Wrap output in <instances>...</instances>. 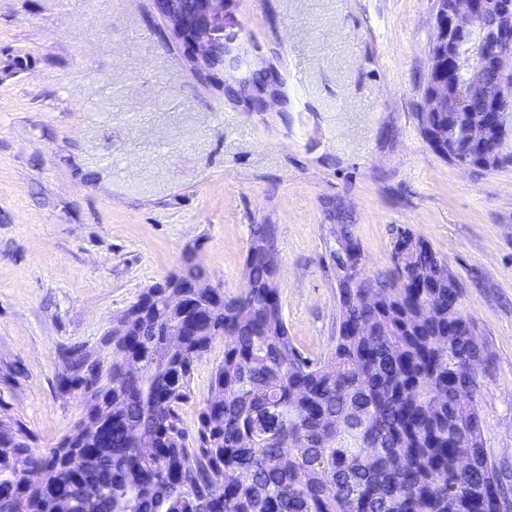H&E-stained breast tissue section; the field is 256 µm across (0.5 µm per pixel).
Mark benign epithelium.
Segmentation results:
<instances>
[{
	"instance_id": "obj_1",
	"label": "benign epithelium",
	"mask_w": 512,
	"mask_h": 512,
	"mask_svg": "<svg viewBox=\"0 0 512 512\" xmlns=\"http://www.w3.org/2000/svg\"><path fill=\"white\" fill-rule=\"evenodd\" d=\"M434 38L430 46V79L421 92L422 115L429 122L434 143H448V128L431 123L440 112H448V123L464 114L478 112L471 121L466 145L449 151L450 160L465 167L473 159L490 164L494 154L484 151L495 123L512 109V0H433ZM169 31L180 40L191 69L212 78L221 67L230 72L242 62L233 39L219 35L224 0H194L179 6V0H154ZM262 81L241 87V93L265 110L266 85L275 82L272 72L260 73ZM183 284L167 283L165 296L171 313L185 318L187 306Z\"/></svg>"
}]
</instances>
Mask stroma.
<instances>
[{"label":"stroma","instance_id":"stroma-1","mask_svg":"<svg viewBox=\"0 0 512 512\" xmlns=\"http://www.w3.org/2000/svg\"><path fill=\"white\" fill-rule=\"evenodd\" d=\"M432 13L433 0H224L237 81L280 77L259 112L195 78L150 0H0V423L50 456L86 414L62 382L68 351L110 367L113 320L185 264L236 294L254 224L276 227L289 336L327 356L328 225L353 224L368 275L407 228L447 261L492 347L481 427L512 489V165L462 167L426 142ZM223 359L218 338L194 368L189 430Z\"/></svg>","mask_w":512,"mask_h":512}]
</instances>
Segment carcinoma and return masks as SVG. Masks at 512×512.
Masks as SVG:
<instances>
[{
  "instance_id": "obj_1",
  "label": "carcinoma",
  "mask_w": 512,
  "mask_h": 512,
  "mask_svg": "<svg viewBox=\"0 0 512 512\" xmlns=\"http://www.w3.org/2000/svg\"><path fill=\"white\" fill-rule=\"evenodd\" d=\"M496 167L512 164V115L493 136ZM271 225L253 224L247 253ZM401 270L378 274L380 299L338 289V329L328 357L304 356L288 336L279 285L263 259L248 262L233 295L195 288L204 269L175 277L189 286L190 321L164 302L166 276L113 322L108 371L79 351L66 382L82 388L88 414L112 394L103 433L83 438L78 478L56 455H34L25 436L0 424V512H495L506 498L483 447L480 376L491 354L460 308L456 277L422 237L397 232ZM184 331L172 348L168 334ZM219 336L224 360L190 436L180 410L195 363ZM137 360L145 381L127 376ZM469 456L468 465L461 457ZM36 478L28 495L11 486ZM222 496L209 495L213 482Z\"/></svg>"
}]
</instances>
